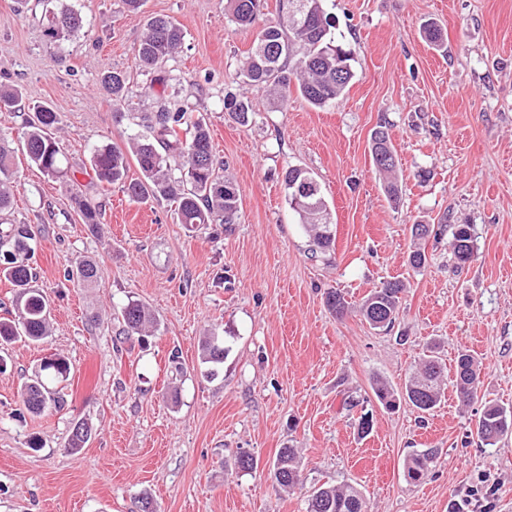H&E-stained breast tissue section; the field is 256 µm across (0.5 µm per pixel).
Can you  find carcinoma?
<instances>
[{"label": "carcinoma", "instance_id": "cac0c4a2", "mask_svg": "<svg viewBox=\"0 0 512 512\" xmlns=\"http://www.w3.org/2000/svg\"><path fill=\"white\" fill-rule=\"evenodd\" d=\"M325 0H287L286 20L263 21L266 0H226L229 20L238 27L260 26L255 46L248 53L240 71L242 83L263 86L276 102L286 104L291 88L295 87L309 105L316 109L330 107L345 95L354 77L352 49L344 48L331 37L333 27L324 8ZM83 28L81 14L68 7L48 19L46 36L53 41L66 40ZM185 34L167 16H152L137 46L134 63L145 70H162L181 52ZM103 90L112 98L115 119L135 121L138 131L128 137L125 145L100 144L91 150L92 179L100 184L120 185L134 200L153 198L174 205L178 223L192 231L206 224H236L241 210L237 184L222 175L214 160L211 137L205 123L170 96L160 95L151 112H126L124 107L134 97V90L122 72L112 71L102 77ZM21 100L20 90L0 85V112L15 109ZM224 111L237 123L246 126L253 120L248 97L227 95ZM60 123L58 113L48 105L36 108L23 132L28 161L49 178L77 183L76 174L62 168L63 152L60 141L49 130ZM371 156L378 172L383 175L384 192L390 202H399L403 183L399 179V160L389 126L381 123L372 132ZM133 158L141 178L128 179V158ZM18 171L14 168V150L10 141L0 134V212L11 209ZM307 178L316 181L309 170L290 166L283 174L289 207L320 252H331L336 231L330 218H318L309 205L317 203L328 213L322 190L309 197L297 196V186ZM82 223L91 230L101 224V210L91 199L74 192L71 195ZM440 230L429 224H414L411 235L414 249L408 256L415 269L426 266L427 257L421 242L438 237ZM33 233L26 224H12L0 232V277L14 288L15 316L0 318V345L17 341L36 343L50 335V303L44 291L35 287L37 273L32 265ZM451 247L457 263L473 260L477 247L473 228L457 224L452 231ZM76 278L91 284L101 276V267L91 261L78 264ZM404 284L388 280L372 289L359 303L363 319L374 329L388 330L397 320ZM326 306L342 317L349 308L345 296L337 291L326 295ZM127 335L149 336L154 319L140 302L131 300L121 310ZM226 347L221 336L212 334L201 342V360L214 365L224 362ZM70 363L61 354L41 361L39 369L21 387L19 396L24 409L39 415L60 404L53 383L65 379ZM482 369L470 353L457 356L455 371L448 375L447 367L434 355H424L405 385V397L419 411L435 408L444 395L447 383H452L464 406L478 397ZM477 436L485 447H494L512 433V410L498 404L483 406L477 421ZM92 437V427L83 420L73 424L69 447L80 451ZM433 454L411 456L405 473L412 483L424 482L430 474ZM275 481L291 490L301 483L300 456L292 447L281 448L271 470ZM364 499L354 487L323 484L307 499V512H364Z\"/></svg>", "mask_w": 512, "mask_h": 512}]
</instances>
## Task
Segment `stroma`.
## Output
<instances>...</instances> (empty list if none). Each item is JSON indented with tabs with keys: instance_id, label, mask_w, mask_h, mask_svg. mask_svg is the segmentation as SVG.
Instances as JSON below:
<instances>
[{
	"instance_id": "1",
	"label": "stroma",
	"mask_w": 512,
	"mask_h": 512,
	"mask_svg": "<svg viewBox=\"0 0 512 512\" xmlns=\"http://www.w3.org/2000/svg\"><path fill=\"white\" fill-rule=\"evenodd\" d=\"M69 7L85 25L50 41V12ZM335 38L354 51L345 97L319 110L298 94L285 107L239 69L257 28L231 26L224 0H0V84L22 99L0 112V133L22 149L24 121L48 104L78 188L101 206L98 230L82 224L70 191L38 168L18 166L12 209L0 222L29 225L38 284L53 301L40 344L8 346L0 373V512H135L150 493L156 512H306L322 484L355 486L365 512H512V438L483 447V403L512 407V0H327ZM166 15L185 32L167 64L180 75L176 100L209 127L213 153L241 195L238 223L188 232L163 200L136 202L117 185L91 183L90 149L123 143L100 86L125 72L144 93L129 109L156 106L155 76L134 64L147 17ZM437 22L448 45L422 33ZM245 94L255 118L242 126L223 109ZM392 125L403 198L392 206L373 167L370 136ZM312 171L336 226L334 252H314L286 201L288 166ZM429 171L420 179L419 171ZM415 224H444L427 238L428 264L408 263ZM472 225L477 254L457 265L451 225ZM103 270L97 283L69 278L77 261ZM405 294L392 330L377 331L355 306L382 281ZM340 291L343 317L325 305ZM155 319L152 336H126L128 301ZM219 332L228 354L216 369L200 343ZM434 350L447 368L459 352L482 365L479 400L454 392L426 415L407 402L389 410L373 387L403 392L414 365ZM70 363L64 405L22 412L18 393L41 360ZM354 399L346 408L345 399ZM372 431L358 432L361 416ZM93 435L68 450L75 421ZM42 441L28 446L30 436ZM299 449L302 486L268 475L278 449ZM435 453L429 477L409 483L411 454ZM250 454L255 470L234 466Z\"/></svg>"
}]
</instances>
